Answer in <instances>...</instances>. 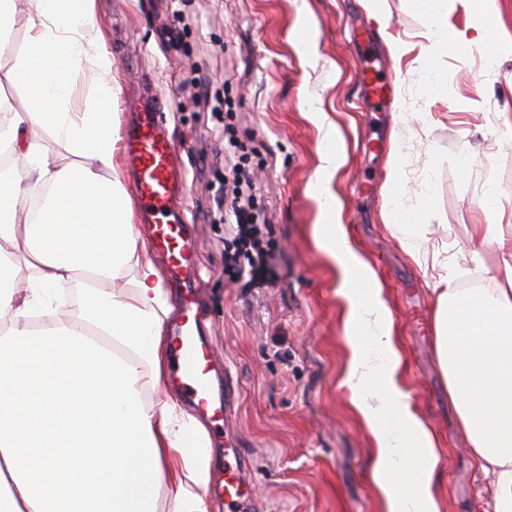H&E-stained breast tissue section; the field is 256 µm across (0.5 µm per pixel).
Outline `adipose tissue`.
<instances>
[{"label":"adipose tissue","mask_w":512,"mask_h":512,"mask_svg":"<svg viewBox=\"0 0 512 512\" xmlns=\"http://www.w3.org/2000/svg\"><path fill=\"white\" fill-rule=\"evenodd\" d=\"M96 0H0V53L26 34L0 96V512H210L206 430L168 394L174 307L134 224L118 160V80ZM93 92L79 99L75 74ZM50 133L72 160L51 159ZM315 235L338 264L350 350L344 384L376 442L386 512H440L436 439L403 386L404 356L375 272L326 195ZM504 282L464 294L440 278L436 353L494 512H512V237L489 225ZM127 279L130 290L114 283ZM379 406H372L371 398Z\"/></svg>","instance_id":"1"}]
</instances>
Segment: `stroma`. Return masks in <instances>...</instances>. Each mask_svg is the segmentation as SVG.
Segmentation results:
<instances>
[{
	"instance_id": "1",
	"label": "stroma",
	"mask_w": 512,
	"mask_h": 512,
	"mask_svg": "<svg viewBox=\"0 0 512 512\" xmlns=\"http://www.w3.org/2000/svg\"><path fill=\"white\" fill-rule=\"evenodd\" d=\"M490 12L501 38L491 76L480 49L427 39L410 0H182L176 9L170 0H96L119 77L116 112L147 92L171 104L166 130L181 148L205 334L214 365L228 371L222 428L251 458L265 512L384 510L370 480L374 441L343 384L340 275L312 232L322 213L310 183L326 165L313 106L346 155L330 184L336 217L379 279L406 388L437 440L440 512H493L494 477L470 451L434 333L440 275L462 292L496 288L503 272L486 227L512 226V0H493ZM365 67L393 81L391 105L371 98ZM195 76L209 83V103L195 100ZM221 123L255 166L277 248V282L258 294L224 274L228 232L210 189L224 171ZM395 150L397 190L388 182ZM396 192L418 216L413 253L392 226ZM490 194L493 215L482 206Z\"/></svg>"
}]
</instances>
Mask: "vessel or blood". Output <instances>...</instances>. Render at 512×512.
<instances>
[{"label": "vessel or blood", "instance_id": "obj_1", "mask_svg": "<svg viewBox=\"0 0 512 512\" xmlns=\"http://www.w3.org/2000/svg\"><path fill=\"white\" fill-rule=\"evenodd\" d=\"M164 110V101L156 97L146 98L136 107L133 118L124 126V154L143 219L152 226L158 251L187 287L193 273L194 241L186 224L167 220L181 207V175L175 164V148L165 135ZM195 304L194 295H187L183 317L172 330L173 379L195 411L216 419L223 410L222 386L213 374L211 353L201 335ZM249 467V459L239 454L234 466L225 469L226 512H256L257 505L245 487Z\"/></svg>", "mask_w": 512, "mask_h": 512}]
</instances>
